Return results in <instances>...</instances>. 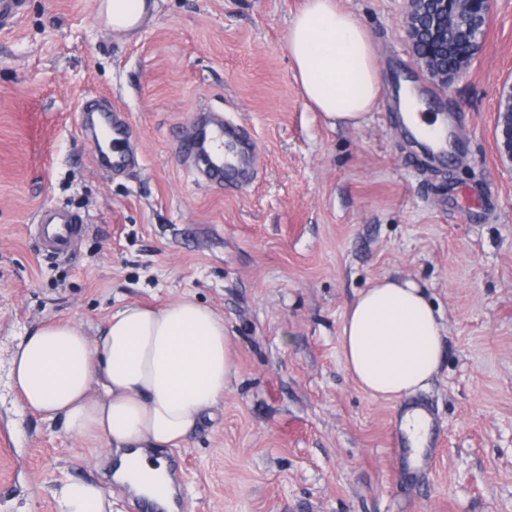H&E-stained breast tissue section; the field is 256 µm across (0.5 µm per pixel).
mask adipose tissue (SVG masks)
I'll list each match as a JSON object with an SVG mask.
<instances>
[{"instance_id": "ef3b65f1", "label": "adipose tissue", "mask_w": 512, "mask_h": 512, "mask_svg": "<svg viewBox=\"0 0 512 512\" xmlns=\"http://www.w3.org/2000/svg\"><path fill=\"white\" fill-rule=\"evenodd\" d=\"M147 0H102L113 31L137 29ZM287 49L310 108L329 125L358 126L381 80L366 29L339 0H304L288 25ZM442 328L412 282L383 276L348 306L340 332L346 369L371 397L397 401L437 372ZM234 374L224 318L192 298L158 307L128 303L100 339L70 321L47 322L15 347L8 384L47 421L63 420L85 441L134 451L141 470L167 474L160 448H176L224 398ZM53 512H112V494L64 477L50 489Z\"/></svg>"}]
</instances>
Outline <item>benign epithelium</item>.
<instances>
[{
  "label": "benign epithelium",
  "mask_w": 512,
  "mask_h": 512,
  "mask_svg": "<svg viewBox=\"0 0 512 512\" xmlns=\"http://www.w3.org/2000/svg\"><path fill=\"white\" fill-rule=\"evenodd\" d=\"M408 34L412 45L425 40L427 47L415 52L423 60L436 56L434 47L445 41V30L451 28L469 46L476 58L483 45L490 21V0H408L406 12ZM427 75L442 87L452 84L460 75L445 64L425 67ZM499 151L512 159V90L500 102L495 124Z\"/></svg>",
  "instance_id": "obj_1"
}]
</instances>
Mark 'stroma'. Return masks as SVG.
Instances as JSON below:
<instances>
[{
  "label": "stroma",
  "mask_w": 512,
  "mask_h": 512,
  "mask_svg": "<svg viewBox=\"0 0 512 512\" xmlns=\"http://www.w3.org/2000/svg\"><path fill=\"white\" fill-rule=\"evenodd\" d=\"M303 0H155L131 33L97 0H26L0 33V512H53L69 474L102 458L4 386L20 336L68 320L90 337L126 303L193 297L224 318L236 373L211 418L164 449L181 512H512V161L493 139L512 87V0H491L483 48L448 88L415 57L406 0H341L377 51L382 90L360 127L309 108L287 51ZM409 89L454 146L432 155L404 125ZM128 122L122 171L101 166L82 105ZM254 136L245 190L195 182L177 151L198 109ZM87 228L45 253L40 210ZM422 288L442 316L441 361L417 398L437 416L429 474L405 470L391 423L339 336L371 281Z\"/></svg>",
  "instance_id": "obj_1"
}]
</instances>
